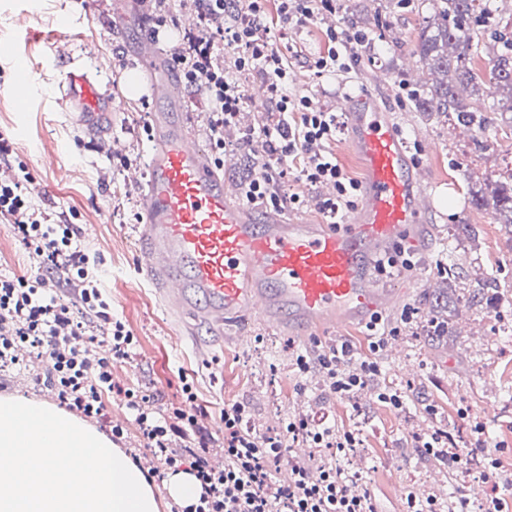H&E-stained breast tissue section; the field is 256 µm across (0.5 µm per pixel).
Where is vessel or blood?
<instances>
[{
  "mask_svg": "<svg viewBox=\"0 0 512 512\" xmlns=\"http://www.w3.org/2000/svg\"><path fill=\"white\" fill-rule=\"evenodd\" d=\"M137 83L152 102L140 193V271L187 322L220 325L253 317L283 328L336 327L388 309L371 259L412 239L430 206L423 170L389 112L366 92L337 107L365 169L363 202L343 225L275 212L256 221L200 149L183 87L156 42L136 53ZM61 102L89 136L112 132V96L84 69L67 72Z\"/></svg>",
  "mask_w": 512,
  "mask_h": 512,
  "instance_id": "b4317fda",
  "label": "vessel or blood"
}]
</instances>
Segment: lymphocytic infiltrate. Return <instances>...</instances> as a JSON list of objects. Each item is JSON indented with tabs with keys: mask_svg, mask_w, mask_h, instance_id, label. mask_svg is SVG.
<instances>
[{
	"mask_svg": "<svg viewBox=\"0 0 512 512\" xmlns=\"http://www.w3.org/2000/svg\"><path fill=\"white\" fill-rule=\"evenodd\" d=\"M200 30L188 36L185 46L171 57L180 81L201 92L210 114L209 132L216 148H224V128L230 125L247 97L243 81L250 76L264 80L265 97L274 115L259 131H248L239 141L246 150L261 141L268 157L252 179L242 185L247 203L281 210L299 203L300 197L285 191L287 178L314 186L334 184V196L319 202L328 223H341L355 205L359 185L343 173L330 145L336 139L339 120L311 97L288 93L291 76L282 54L274 47L264 24V0H193ZM329 49L316 57L310 69L314 77L338 72L358 35L349 30L328 29ZM232 47V61L214 52L215 43ZM13 180L0 182V218L16 219L17 232L35 262L27 277L0 276V370L22 366L21 350L47 355L46 382L60 404L89 418H104V398L123 396L140 427L139 444L131 457L150 451L159 461L155 477L177 464L179 452L192 456V472L201 486L198 499L188 505L171 504L169 512H377L358 473L334 464L358 447L352 431L339 432L321 423L300 419L288 422L287 438L302 443L306 456L287 455L284 439L257 435L249 424V410L235 402L224 407V468L211 467L208 456L212 439L199 424L200 410L192 384L182 386L179 404L158 411L154 397L143 390L121 387L112 375V363L130 359L136 340L113 317L97 273L98 262L81 242L77 225L49 222L45 211L27 193L31 176L18 165ZM61 276L69 299H61L42 286L44 275ZM97 328L106 350L98 357L78 347L90 328ZM318 364L330 388L351 394L365 384L378 366L370 360L355 361L346 343L324 351L317 361L301 355L297 364L308 371ZM425 451L446 455L451 467L478 470L481 479L495 480V463L485 448L464 451L444 432L420 439Z\"/></svg>",
	"mask_w": 512,
	"mask_h": 512,
	"instance_id": "lymphocytic-infiltrate-1",
	"label": "lymphocytic infiltrate"
}]
</instances>
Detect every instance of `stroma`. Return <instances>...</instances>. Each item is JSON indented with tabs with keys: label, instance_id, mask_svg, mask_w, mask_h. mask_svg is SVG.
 Masks as SVG:
<instances>
[{
	"label": "stroma",
	"instance_id": "1",
	"mask_svg": "<svg viewBox=\"0 0 512 512\" xmlns=\"http://www.w3.org/2000/svg\"><path fill=\"white\" fill-rule=\"evenodd\" d=\"M111 8L112 0H0V136L13 147L9 163L0 164V177L26 164L33 201L50 216L78 225L85 247L105 271L112 313L137 338L133 359L113 363L116 380L154 394L161 410L179 401L183 382H192L207 431L218 441L224 436V406L233 402L249 407L251 422L263 435L282 433L288 421L302 416L357 431L362 445L342 464L362 475L377 512H406V496L418 488L443 506L449 495L475 485L490 493V484L481 483L478 474L444 469L417 440L440 430L466 448L474 422H481L496 447L499 475L512 474V400L505 395L512 388V336L498 331L496 301L476 303L467 293L470 282L512 266V231L496 223L490 210L469 202L471 191L512 166V139L492 124L480 131L453 116L416 111L403 85L408 64L418 61L427 10L414 2L402 7L397 0H336L331 20L314 18L277 42L295 76L290 92L330 110L344 93L373 90L424 166L434 196L425 238L409 249L414 269L377 278L400 299L383 314L382 324L400 333L386 337L375 353L377 375L357 395L342 397L317 372H300L295 358L341 341L366 353L372 338L365 324L334 335L315 329L305 337H288L238 318L225 322L219 338L207 326H184L139 275L134 229L139 192L126 174L147 149L148 105L128 76L144 33L137 11L129 28L114 34ZM332 24L365 40L353 46L346 71L315 83L309 64L325 51L324 34ZM20 66L40 83L39 93L25 105L9 86ZM79 66L93 72L115 100L109 140L84 135L59 103L62 75ZM451 263L463 280H449ZM33 271L34 262L11 225L0 223V275ZM449 299L456 307L448 342L440 346L427 330L435 306ZM46 373L43 367L4 372L0 397L54 404ZM388 388L404 391L402 408L378 400Z\"/></svg>",
	"mask_w": 512,
	"mask_h": 512
}]
</instances>
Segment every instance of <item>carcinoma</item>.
I'll return each mask as SVG.
<instances>
[{"label": "carcinoma", "instance_id": "obj_1", "mask_svg": "<svg viewBox=\"0 0 512 512\" xmlns=\"http://www.w3.org/2000/svg\"><path fill=\"white\" fill-rule=\"evenodd\" d=\"M434 14L419 36L417 55L431 78L415 93L414 105L423 113L455 112L458 121L483 127L466 99L483 101L484 111L495 112L512 132V17L505 19L492 0H430ZM482 52L488 74L477 72L471 60ZM478 208H490L500 224H512V171L499 175L471 198Z\"/></svg>", "mask_w": 512, "mask_h": 512}]
</instances>
